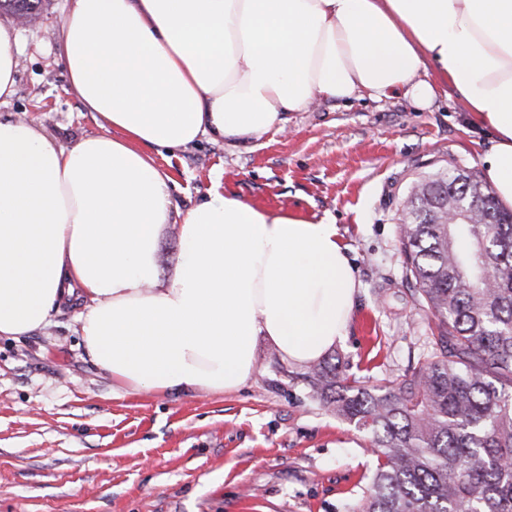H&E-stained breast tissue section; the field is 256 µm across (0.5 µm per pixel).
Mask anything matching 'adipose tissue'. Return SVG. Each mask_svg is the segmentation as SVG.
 <instances>
[{"mask_svg":"<svg viewBox=\"0 0 512 512\" xmlns=\"http://www.w3.org/2000/svg\"><path fill=\"white\" fill-rule=\"evenodd\" d=\"M69 88L102 134L60 144L0 120V337L80 302L91 362L129 393H224L256 344L312 365L349 332L360 282L326 215L210 191L159 280L169 177L152 149L251 141L316 101L402 95L434 69L486 128V181L512 207V0H70Z\"/></svg>","mask_w":512,"mask_h":512,"instance_id":"1","label":"adipose tissue"}]
</instances>
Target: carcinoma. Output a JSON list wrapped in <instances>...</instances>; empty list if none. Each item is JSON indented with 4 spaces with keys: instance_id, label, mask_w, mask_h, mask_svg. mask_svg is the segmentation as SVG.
<instances>
[{
    "instance_id": "carcinoma-1",
    "label": "carcinoma",
    "mask_w": 512,
    "mask_h": 512,
    "mask_svg": "<svg viewBox=\"0 0 512 512\" xmlns=\"http://www.w3.org/2000/svg\"><path fill=\"white\" fill-rule=\"evenodd\" d=\"M42 0H0L20 22ZM402 227L406 277L436 318L433 351L398 387H369L325 359L309 393L363 432L377 467L346 512H512V211L478 174L417 183ZM476 199L468 224H441Z\"/></svg>"
}]
</instances>
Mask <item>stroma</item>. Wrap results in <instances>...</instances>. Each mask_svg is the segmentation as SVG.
Returning <instances> with one entry per match:
<instances>
[{
	"label": "stroma",
	"mask_w": 512,
	"mask_h": 512,
	"mask_svg": "<svg viewBox=\"0 0 512 512\" xmlns=\"http://www.w3.org/2000/svg\"><path fill=\"white\" fill-rule=\"evenodd\" d=\"M68 0L17 24L24 116L68 146L101 132L70 93L59 38ZM491 145L459 99L426 108L393 96L322 102L260 140L200 138L157 155L171 178L160 279L179 260L177 225L210 190L257 208L332 215L361 288L334 348L368 386L398 385L430 351L434 319L414 301L399 211L411 186L451 165L478 168ZM63 306L30 335L0 338V512H346L376 467L361 431L313 400L303 366L258 343V369L224 394H129L88 359Z\"/></svg>",
	"instance_id": "1"
}]
</instances>
